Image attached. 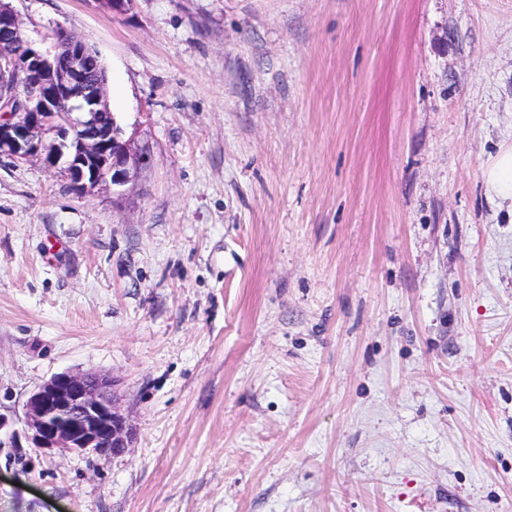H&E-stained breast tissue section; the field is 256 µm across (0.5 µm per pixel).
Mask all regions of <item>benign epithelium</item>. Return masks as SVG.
Instances as JSON below:
<instances>
[{
    "instance_id": "1",
    "label": "benign epithelium",
    "mask_w": 512,
    "mask_h": 512,
    "mask_svg": "<svg viewBox=\"0 0 512 512\" xmlns=\"http://www.w3.org/2000/svg\"><path fill=\"white\" fill-rule=\"evenodd\" d=\"M70 52L59 60L57 43L29 37L10 0H0V41L23 44V54L0 52V157L40 161L63 174L77 193L100 185L125 195L145 156L108 104V75L91 69L85 43L64 29ZM25 80L14 94L12 81ZM23 423L33 447L86 455H117L129 448L132 429L108 374L58 373L26 401ZM14 421L0 413V447H15Z\"/></svg>"
}]
</instances>
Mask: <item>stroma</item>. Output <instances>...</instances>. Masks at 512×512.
<instances>
[{
	"instance_id": "1",
	"label": "stroma",
	"mask_w": 512,
	"mask_h": 512,
	"mask_svg": "<svg viewBox=\"0 0 512 512\" xmlns=\"http://www.w3.org/2000/svg\"><path fill=\"white\" fill-rule=\"evenodd\" d=\"M110 72L123 199L0 158V512H512V0H14ZM128 450L43 455L54 374ZM482 179L490 195L512 209V150L502 151L482 170ZM108 374L58 373L26 401L23 423L34 448L86 455H117L129 448L132 429Z\"/></svg>"
}]
</instances>
